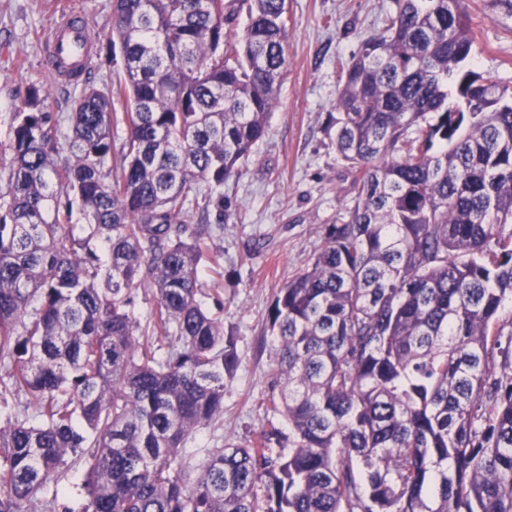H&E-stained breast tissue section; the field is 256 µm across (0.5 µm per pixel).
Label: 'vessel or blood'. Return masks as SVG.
<instances>
[{
	"instance_id": "vessel-or-blood-1",
	"label": "vessel or blood",
	"mask_w": 512,
	"mask_h": 512,
	"mask_svg": "<svg viewBox=\"0 0 512 512\" xmlns=\"http://www.w3.org/2000/svg\"><path fill=\"white\" fill-rule=\"evenodd\" d=\"M95 39L79 13L62 12L47 32L45 65L59 82L74 85L82 80Z\"/></svg>"
}]
</instances>
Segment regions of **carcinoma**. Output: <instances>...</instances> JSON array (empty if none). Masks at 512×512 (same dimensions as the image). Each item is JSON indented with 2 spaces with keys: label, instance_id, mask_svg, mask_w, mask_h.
<instances>
[{
  "label": "carcinoma",
  "instance_id": "obj_1",
  "mask_svg": "<svg viewBox=\"0 0 512 512\" xmlns=\"http://www.w3.org/2000/svg\"><path fill=\"white\" fill-rule=\"evenodd\" d=\"M394 3L338 61L354 204L269 307L288 432L193 476L240 364L200 299L201 265L223 276L206 220L268 134L285 0H114L117 80L66 117L29 89L0 194V402L24 399L0 417V512L50 490L56 512L76 461L81 512H512V87L477 70L461 0ZM135 315L142 325H145L149 313L155 304V290L147 286L136 288L133 292Z\"/></svg>",
  "mask_w": 512,
  "mask_h": 512
}]
</instances>
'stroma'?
Returning a JSON list of instances; mask_svg holds the SVG:
<instances>
[{
  "label": "stroma",
  "instance_id": "1",
  "mask_svg": "<svg viewBox=\"0 0 512 512\" xmlns=\"http://www.w3.org/2000/svg\"><path fill=\"white\" fill-rule=\"evenodd\" d=\"M46 0H0V192L6 191L11 127L31 86H47L49 111L68 115L72 86L54 81L44 65L43 38L56 18ZM81 11L97 38L96 56L84 82L103 87L116 66L108 37L113 0H60ZM393 0H288V68L269 132L241 177L224 185L223 222L215 240L224 264V285L202 276L206 305L224 303V333L236 342L240 365L224 380V415L187 445L184 463L197 469L206 448L245 444L282 426L267 406L279 387L273 376L274 347L268 309L282 286L312 262L324 245L325 225L335 223L353 199L352 176L335 144L337 59L357 53L361 39L381 28ZM476 37L478 69L512 85V9L503 0H462Z\"/></svg>",
  "mask_w": 512,
  "mask_h": 512
}]
</instances>
